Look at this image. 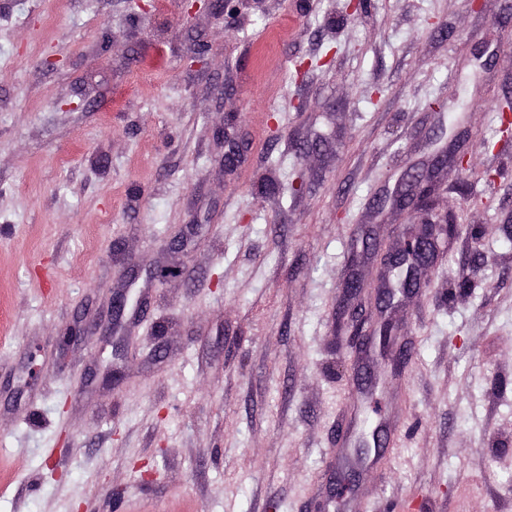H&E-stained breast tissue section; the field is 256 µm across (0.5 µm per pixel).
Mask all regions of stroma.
Returning a JSON list of instances; mask_svg holds the SVG:
<instances>
[{"label":"stroma","mask_w":512,"mask_h":512,"mask_svg":"<svg viewBox=\"0 0 512 512\" xmlns=\"http://www.w3.org/2000/svg\"><path fill=\"white\" fill-rule=\"evenodd\" d=\"M347 3L0 0V512H318L345 457L352 512H512V0ZM428 219L358 351L345 282ZM436 184L430 174L423 172H408L403 178L399 189L394 197V206L396 208L402 206L407 207L414 199L419 202L424 201L422 198L430 194ZM422 224L423 234L410 233L407 234L399 243L396 244L383 257V267L385 277L392 275L398 262L406 252H410L416 258L417 266L429 265L434 258V248L438 241V237L442 231V224Z\"/></svg>","instance_id":"stroma-1"}]
</instances>
